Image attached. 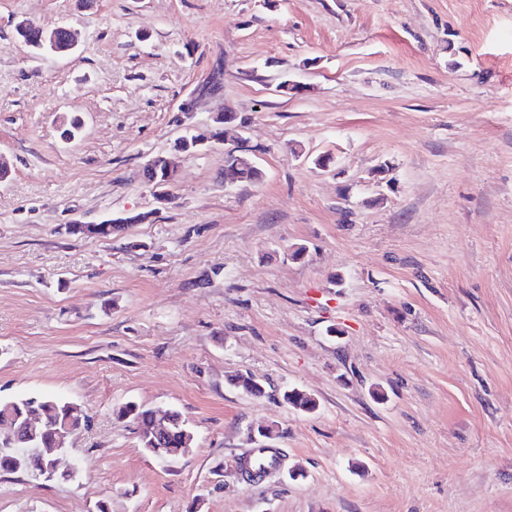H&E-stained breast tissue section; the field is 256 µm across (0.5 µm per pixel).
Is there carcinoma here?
Wrapping results in <instances>:
<instances>
[{"instance_id": "cac0c4a2", "label": "carcinoma", "mask_w": 512, "mask_h": 512, "mask_svg": "<svg viewBox=\"0 0 512 512\" xmlns=\"http://www.w3.org/2000/svg\"><path fill=\"white\" fill-rule=\"evenodd\" d=\"M147 182H155L157 190L165 192V203L172 202L168 187L175 181L176 169L165 156H154L143 168ZM124 224H88L71 231V235L88 240L110 239L123 230ZM231 383L253 395L262 393L258 380L248 374H240ZM283 400L294 408L312 412L316 401L309 394L296 389L283 393ZM118 416L129 419L138 433L139 443L144 451L169 464L175 463L190 453L195 445L192 430L177 411H166L162 417L155 409L145 408L128 402L118 410ZM89 416L84 407L74 401L42 394H26L12 398H0V429L12 432L16 448H27L33 452L29 460L20 462L4 449L0 435V473H25L33 478L39 472V462L58 452L55 437L57 432L69 428L77 432L87 426Z\"/></svg>"}]
</instances>
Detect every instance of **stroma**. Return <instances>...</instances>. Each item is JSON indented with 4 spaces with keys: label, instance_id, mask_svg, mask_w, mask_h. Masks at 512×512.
<instances>
[{
    "label": "stroma",
    "instance_id": "obj_1",
    "mask_svg": "<svg viewBox=\"0 0 512 512\" xmlns=\"http://www.w3.org/2000/svg\"><path fill=\"white\" fill-rule=\"evenodd\" d=\"M22 21L78 46L33 53ZM221 112L260 182L225 183L233 141L175 151ZM0 155V397L91 418L75 478L0 473V512H512V0H0ZM130 401L192 452L146 454ZM143 176L148 183L156 178L154 185L157 186L158 191H164L165 193L163 205L172 202L173 198L168 191V187L175 181L176 169L174 165L171 167L166 156H154L148 159L143 168ZM128 224H84L86 229L79 228L77 230L66 232L73 236H79L88 240L111 239L125 230ZM118 417L128 418L135 426L144 451L172 464L190 453L195 445L192 430L177 411L167 410L158 417L155 409L128 402L118 410Z\"/></svg>",
    "mask_w": 512,
    "mask_h": 512
}]
</instances>
